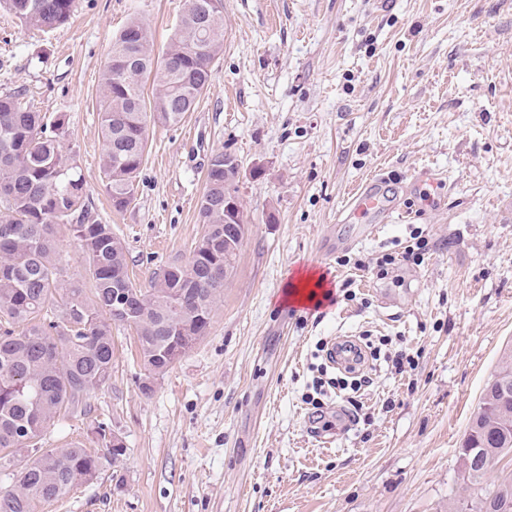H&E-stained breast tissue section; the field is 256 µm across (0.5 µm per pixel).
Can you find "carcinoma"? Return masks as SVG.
<instances>
[{
	"instance_id": "cac0c4a2",
	"label": "carcinoma",
	"mask_w": 512,
	"mask_h": 512,
	"mask_svg": "<svg viewBox=\"0 0 512 512\" xmlns=\"http://www.w3.org/2000/svg\"><path fill=\"white\" fill-rule=\"evenodd\" d=\"M20 21L40 30L71 18L75 0H0ZM198 0L184 13L166 49L154 52L152 34L138 18L117 31L100 87L101 154L105 192L126 209L136 193L150 124L176 125L194 110L224 47V12L197 27ZM154 75L157 93L146 106L140 78ZM65 131L24 104L0 96V461L26 455L11 489L0 492V512H36L118 467L126 448L96 421L99 448L81 442L44 446L46 430L64 416L87 414L90 392L112 375V326L134 331L144 375L168 370L183 347L206 335L224 297V249L235 269L241 241H224V160L208 161L199 216L205 233L184 265L155 269L149 287L129 274L127 248L88 203L75 155L63 152ZM77 241L84 274L64 278L59 229ZM512 352L503 353L486 384L459 450L464 479L484 491L478 506L456 502L454 512H512V480L493 490L483 483L493 463L512 456Z\"/></svg>"
}]
</instances>
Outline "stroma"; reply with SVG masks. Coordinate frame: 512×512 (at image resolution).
I'll list each match as a JSON object with an SVG mask.
<instances>
[{
  "mask_svg": "<svg viewBox=\"0 0 512 512\" xmlns=\"http://www.w3.org/2000/svg\"><path fill=\"white\" fill-rule=\"evenodd\" d=\"M185 0H76L43 33L0 7V95L61 119L92 210L128 248L137 283L187 263L204 233L209 156L240 165L248 232L207 335L142 392L132 333L113 328L112 377L90 413L46 445L106 420L126 446L122 485L84 484L41 512H448L473 495L458 452L480 396L512 349V0H224V50L193 112L149 130L132 203L104 191L98 94L130 17L163 48ZM441 172L414 184L413 173ZM386 176L400 219L349 247L337 217ZM429 240L421 265L380 279L355 269ZM325 267L353 300L322 315L283 304L291 273ZM364 334L413 370L368 365L359 420L324 396L320 342Z\"/></svg>",
  "mask_w": 512,
  "mask_h": 512,
  "instance_id": "stroma-1",
  "label": "stroma"
}]
</instances>
